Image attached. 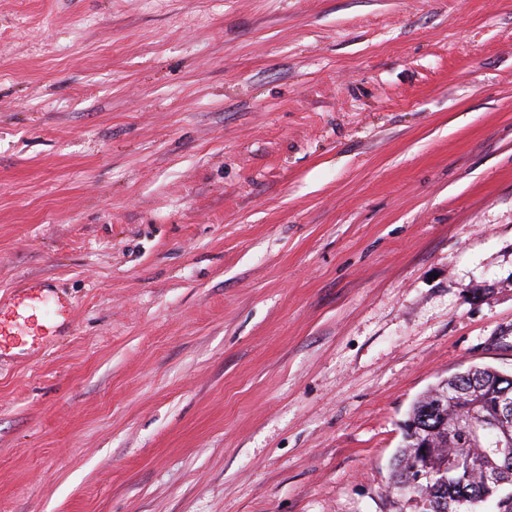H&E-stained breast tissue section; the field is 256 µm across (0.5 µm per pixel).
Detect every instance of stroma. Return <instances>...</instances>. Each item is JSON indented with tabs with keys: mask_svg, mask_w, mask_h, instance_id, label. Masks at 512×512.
Masks as SVG:
<instances>
[{
	"mask_svg": "<svg viewBox=\"0 0 512 512\" xmlns=\"http://www.w3.org/2000/svg\"><path fill=\"white\" fill-rule=\"evenodd\" d=\"M472 365L512 0H0V512H416L403 424Z\"/></svg>",
	"mask_w": 512,
	"mask_h": 512,
	"instance_id": "obj_1",
	"label": "stroma"
}]
</instances>
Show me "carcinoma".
Wrapping results in <instances>:
<instances>
[{
    "label": "carcinoma",
    "mask_w": 512,
    "mask_h": 512,
    "mask_svg": "<svg viewBox=\"0 0 512 512\" xmlns=\"http://www.w3.org/2000/svg\"><path fill=\"white\" fill-rule=\"evenodd\" d=\"M448 389L464 398L463 406L480 424L493 415L498 404L512 401V377L489 366L471 367L445 380ZM433 395L427 392L413 407L404 427L405 445L395 458L396 489L427 502L421 512H458L461 503L468 512L492 503L496 512H512V469L502 471L495 482L475 476L468 466L472 454L483 457L486 469L501 466L503 449L497 435L512 434V420L492 429H482L472 443L448 445V434L460 427L457 413L448 409L441 416L432 409Z\"/></svg>",
    "instance_id": "obj_1"
}]
</instances>
